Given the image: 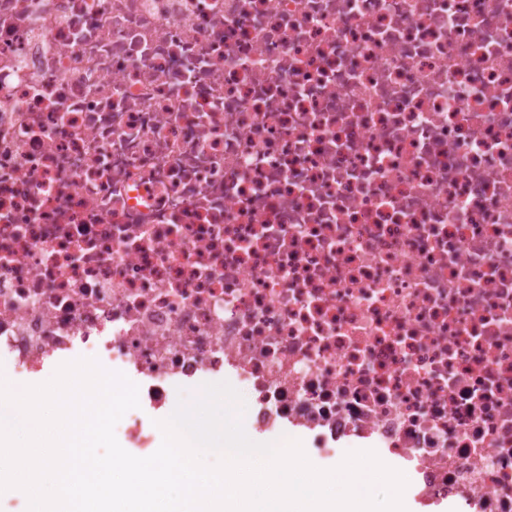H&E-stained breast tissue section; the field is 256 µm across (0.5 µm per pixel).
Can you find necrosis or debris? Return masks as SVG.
Wrapping results in <instances>:
<instances>
[{"mask_svg": "<svg viewBox=\"0 0 512 512\" xmlns=\"http://www.w3.org/2000/svg\"><path fill=\"white\" fill-rule=\"evenodd\" d=\"M512 512V0H0V357Z\"/></svg>", "mask_w": 512, "mask_h": 512, "instance_id": "obj_1", "label": "necrosis or debris"}]
</instances>
